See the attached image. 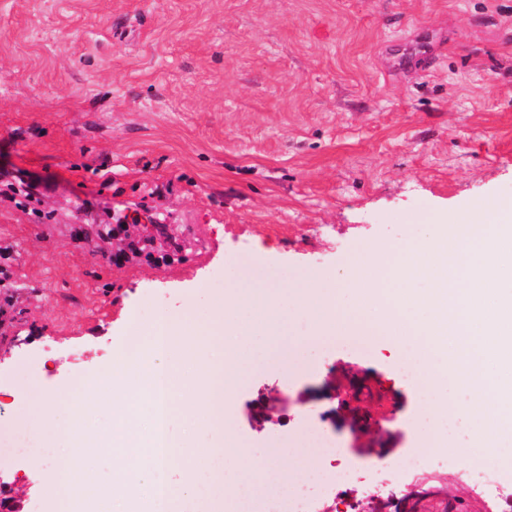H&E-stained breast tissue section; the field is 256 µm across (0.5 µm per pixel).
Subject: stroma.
I'll use <instances>...</instances> for the list:
<instances>
[{
    "mask_svg": "<svg viewBox=\"0 0 512 512\" xmlns=\"http://www.w3.org/2000/svg\"><path fill=\"white\" fill-rule=\"evenodd\" d=\"M424 31L445 44L432 67L395 69ZM3 166L39 187L21 205L0 181V422L78 381L86 428L108 429L100 385L130 332L188 301L205 317L227 253L265 269L237 287L301 299L428 217L512 199V0H0ZM129 209L173 219L181 251L118 267L69 237ZM278 395L347 445L359 479L330 512H368L369 474L418 444V392L385 345L290 383L264 361L235 399L240 447L275 431L255 404ZM399 484L437 487L417 512H512L511 474L446 448ZM49 496L30 462L0 472L19 512Z\"/></svg>",
    "mask_w": 512,
    "mask_h": 512,
    "instance_id": "1",
    "label": "stroma"
}]
</instances>
